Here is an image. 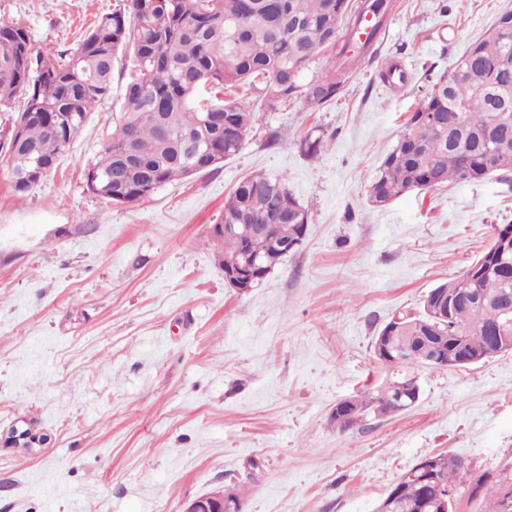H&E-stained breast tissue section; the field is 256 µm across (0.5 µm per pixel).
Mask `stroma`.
Instances as JSON below:
<instances>
[{
  "label": "stroma",
  "mask_w": 512,
  "mask_h": 512,
  "mask_svg": "<svg viewBox=\"0 0 512 512\" xmlns=\"http://www.w3.org/2000/svg\"><path fill=\"white\" fill-rule=\"evenodd\" d=\"M125 0H0V20L69 53ZM512 0H396L376 56L317 109L267 107L222 167L117 205L86 169L123 110L134 57L60 165L15 193L0 160V512H182L213 491L244 512H374L423 458L469 475L512 461V352L467 368H390L378 330L413 312L512 224L497 176L382 207L366 186L433 82ZM276 145H268L270 133ZM321 135L307 155L301 142ZM286 176L306 237L257 287H229L210 229L247 175ZM415 377V406L338 432L336 404Z\"/></svg>",
  "instance_id": "1"
}]
</instances>
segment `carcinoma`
Segmentation results:
<instances>
[{
  "mask_svg": "<svg viewBox=\"0 0 512 512\" xmlns=\"http://www.w3.org/2000/svg\"><path fill=\"white\" fill-rule=\"evenodd\" d=\"M377 14L375 34L356 49L350 42L364 12ZM393 0H126L124 9L98 17L77 49L65 56L32 44L26 29L0 21V111H14L0 147L13 191L38 186L19 176L56 163L70 148L95 103L107 96L118 55L133 54L136 69L123 112L99 159L88 166V188L112 204H127L161 186L219 168L242 148L257 121L238 89L262 83L269 106L301 96L315 109L330 101L350 74L377 53V40ZM332 64L305 83L307 66L321 53ZM498 148L499 165L486 156ZM496 175L512 182V9L472 42L454 69L439 78L406 120L367 187L368 201L385 205L414 190L475 182ZM237 231L211 235L222 267L246 255L261 262L264 242H300L309 224L305 206L286 179L255 173L224 202ZM478 294L460 303L448 283L423 297L419 312L399 314L376 334L375 358L389 365L465 368L490 348V329L503 323L500 309L512 299V252L488 247L467 267ZM389 350H383V346ZM405 377L375 395L355 398L357 409L336 408L340 432L380 414L408 410ZM465 461L440 454L413 466L390 488L394 512H440L437 504L457 487ZM469 500L481 512H512V465L498 476L469 482Z\"/></svg>",
  "mask_w": 512,
  "mask_h": 512,
  "instance_id": "obj_1",
  "label": "carcinoma"
}]
</instances>
